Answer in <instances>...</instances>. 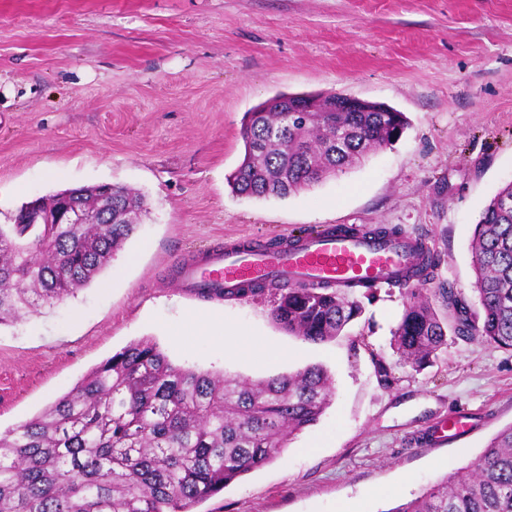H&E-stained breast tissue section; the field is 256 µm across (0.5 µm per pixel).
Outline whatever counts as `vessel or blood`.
<instances>
[{"label":"vessel or blood","instance_id":"vessel-or-blood-1","mask_svg":"<svg viewBox=\"0 0 512 512\" xmlns=\"http://www.w3.org/2000/svg\"><path fill=\"white\" fill-rule=\"evenodd\" d=\"M429 247L410 235L375 237L362 234L316 233L270 252L251 243H232L209 252L203 261L181 263L177 286L196 296L231 294L237 289L271 281L296 284L327 282L392 285L407 271L428 265ZM469 430L454 418L432 434L433 444L456 439Z\"/></svg>","mask_w":512,"mask_h":512}]
</instances>
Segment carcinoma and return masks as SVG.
I'll return each mask as SVG.
<instances>
[{
    "label": "carcinoma",
    "mask_w": 512,
    "mask_h": 512,
    "mask_svg": "<svg viewBox=\"0 0 512 512\" xmlns=\"http://www.w3.org/2000/svg\"><path fill=\"white\" fill-rule=\"evenodd\" d=\"M249 112L235 192L286 198L358 165L407 127L373 105L340 111ZM90 224H29L24 209L0 224V325L49 307L93 282L136 230L144 202L122 186L112 198L80 190ZM112 223L100 224L107 210ZM482 322L448 292L453 322L410 289L394 330L402 360L424 368L453 335L512 349V183L482 211L473 236ZM269 293L272 320L310 343L330 340L361 313L335 288H250ZM333 383L320 365L250 381L172 364L157 344L133 342L93 368L32 419L0 433V512H192L275 459L315 424ZM390 512H512V424L470 464Z\"/></svg>",
    "instance_id": "carcinoma-1"
}]
</instances>
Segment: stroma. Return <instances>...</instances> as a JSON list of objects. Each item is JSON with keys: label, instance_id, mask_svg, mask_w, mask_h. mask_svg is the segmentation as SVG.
Masks as SVG:
<instances>
[{"label": "stroma", "instance_id": "obj_1", "mask_svg": "<svg viewBox=\"0 0 512 512\" xmlns=\"http://www.w3.org/2000/svg\"><path fill=\"white\" fill-rule=\"evenodd\" d=\"M279 93H340L408 127L361 166L286 198L236 194L245 112ZM109 182L142 193L136 233L90 285L0 326V432L31 419L132 342L177 365L257 380L324 366L315 425L194 512H390L512 424V350L449 336L416 371L392 346L404 288L349 290L360 317L319 344L261 298L175 287L180 261L238 239L394 226L436 258L419 287L481 307L470 243L512 182V0H0V224L27 201ZM223 321L234 353L191 321ZM461 412L465 436L425 430Z\"/></svg>", "mask_w": 512, "mask_h": 512}]
</instances>
